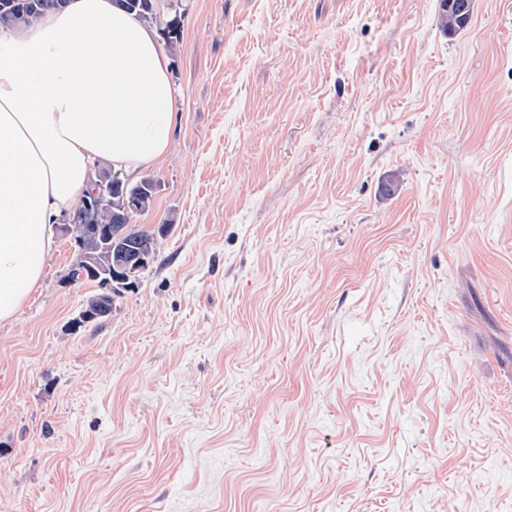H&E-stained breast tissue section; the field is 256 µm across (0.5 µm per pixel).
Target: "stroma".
I'll return each mask as SVG.
<instances>
[{"label": "stroma", "instance_id": "stroma-1", "mask_svg": "<svg viewBox=\"0 0 512 512\" xmlns=\"http://www.w3.org/2000/svg\"><path fill=\"white\" fill-rule=\"evenodd\" d=\"M181 0L157 257L0 322V512H512V0ZM468 1L473 5L472 0H440L439 1V21L440 26L448 32L454 34L458 30L465 28L470 22L472 11L464 8V2Z\"/></svg>", "mask_w": 512, "mask_h": 512}]
</instances>
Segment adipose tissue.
Instances as JSON below:
<instances>
[{
    "mask_svg": "<svg viewBox=\"0 0 512 512\" xmlns=\"http://www.w3.org/2000/svg\"><path fill=\"white\" fill-rule=\"evenodd\" d=\"M175 98L154 29L113 0L0 29V321L37 286L51 226L95 164L131 174L163 161Z\"/></svg>",
    "mask_w": 512,
    "mask_h": 512,
    "instance_id": "obj_1",
    "label": "adipose tissue"
}]
</instances>
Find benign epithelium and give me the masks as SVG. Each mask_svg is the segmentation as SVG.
Instances as JSON below:
<instances>
[{"label": "benign epithelium", "mask_w": 512, "mask_h": 512, "mask_svg": "<svg viewBox=\"0 0 512 512\" xmlns=\"http://www.w3.org/2000/svg\"><path fill=\"white\" fill-rule=\"evenodd\" d=\"M114 191L134 198L154 192L156 188L145 181L132 184L101 172L96 174L91 201L73 213L70 224L80 234L77 239L79 265L100 281V293L87 301L79 316L73 320L74 330L108 316L112 310L114 284L137 281L156 253V236L141 238L133 233L132 206L113 213L110 224L91 223L93 212L105 205Z\"/></svg>", "instance_id": "1"}]
</instances>
